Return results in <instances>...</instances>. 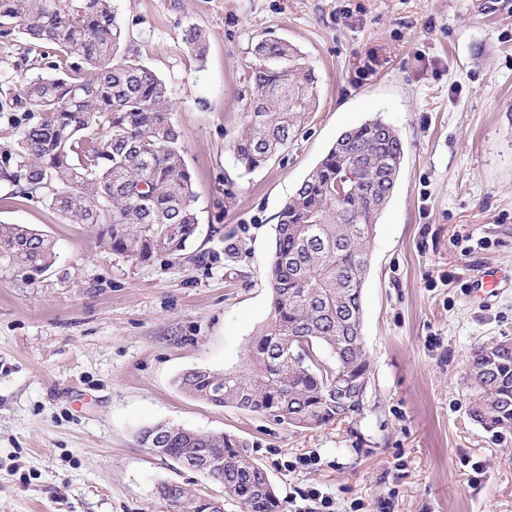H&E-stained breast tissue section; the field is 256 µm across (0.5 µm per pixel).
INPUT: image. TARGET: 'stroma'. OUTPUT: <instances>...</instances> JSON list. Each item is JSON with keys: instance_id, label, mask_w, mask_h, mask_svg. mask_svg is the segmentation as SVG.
<instances>
[{"instance_id": "stroma-1", "label": "stroma", "mask_w": 512, "mask_h": 512, "mask_svg": "<svg viewBox=\"0 0 512 512\" xmlns=\"http://www.w3.org/2000/svg\"><path fill=\"white\" fill-rule=\"evenodd\" d=\"M113 4L128 47L171 89L193 258L131 261L0 183V222L57 243L35 279L0 270V512H166L163 481L221 496L139 444L158 423L239 437L285 505L316 488L331 512H512V431L471 417L467 377L478 346L512 339V0ZM192 26L201 61L182 40ZM262 39L302 52L319 105L295 147L244 174L233 145ZM22 48L0 37V87L38 77ZM374 117L405 158L369 243L362 412L304 429L181 393L187 369L244 365L271 311L283 203L341 132ZM487 274L499 282L484 289Z\"/></svg>"}]
</instances>
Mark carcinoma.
<instances>
[{"label": "carcinoma", "instance_id": "cac0c4a2", "mask_svg": "<svg viewBox=\"0 0 512 512\" xmlns=\"http://www.w3.org/2000/svg\"><path fill=\"white\" fill-rule=\"evenodd\" d=\"M25 38L22 64L55 71L0 91V116L14 134L0 143V182L87 224L120 255L147 263L181 259L198 228L192 175L170 109L171 90L136 54L112 0H0V34ZM183 41L200 60L206 37L197 27ZM250 66L247 123L234 145L252 172L298 142L316 110L317 80L286 42L261 40ZM32 112L42 116L20 125ZM404 158L397 130L381 118L343 132L278 213L269 258L272 307L248 346L247 369L193 368L177 379L186 395L217 407L268 415L314 428L360 414L338 400L337 376L369 379L361 335V293L370 265L367 244L396 186ZM57 258L49 235L0 224V267L33 278ZM326 349L332 362L317 358ZM471 415L495 432L512 430V341L477 347L469 360ZM164 437L172 461L202 465V474L247 512H280L273 486L246 444L175 424L146 427L139 442ZM168 512H218L217 497L160 482Z\"/></svg>", "mask_w": 512, "mask_h": 512}]
</instances>
